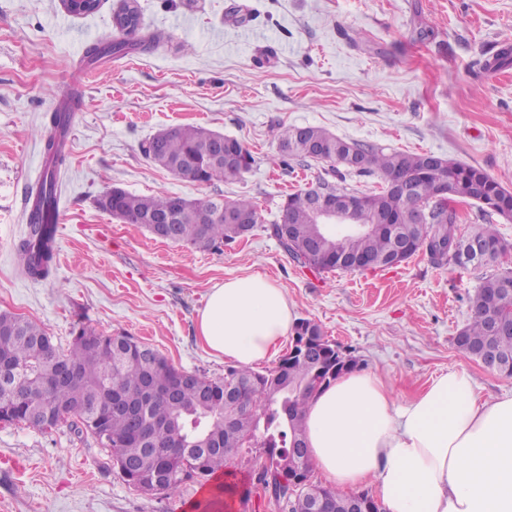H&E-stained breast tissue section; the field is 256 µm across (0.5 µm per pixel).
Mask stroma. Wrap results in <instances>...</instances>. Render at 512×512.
<instances>
[{
    "instance_id": "35a3bbf8",
    "label": "stroma",
    "mask_w": 512,
    "mask_h": 512,
    "mask_svg": "<svg viewBox=\"0 0 512 512\" xmlns=\"http://www.w3.org/2000/svg\"><path fill=\"white\" fill-rule=\"evenodd\" d=\"M157 50L87 65V45L117 38L112 5L89 17L59 0H0V311L38 321L68 346L78 325L125 333L175 367L210 378L214 358L196 322L214 285L261 272L297 319L318 323L358 370L383 376L404 402L450 368L483 396L512 393V377L465 357L455 338L484 272L433 264L426 252L388 268L317 273L266 231L285 194L325 176L327 163L284 164L283 126H319L350 142L432 153L477 166L512 190V66L483 70L512 45V0H139ZM76 100L59 172L61 235L53 280L22 274L16 245L23 201L45 169L37 131L62 98ZM198 125L242 141L243 177L192 182L146 159L143 143ZM191 200L247 197L262 222L218 251L123 224L98 200L112 187ZM235 512H280L249 465L228 464ZM205 488L135 492L94 438L68 423L44 433L0 422V512H186Z\"/></svg>"
}]
</instances>
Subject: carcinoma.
<instances>
[{"instance_id":"cac0c4a2","label":"carcinoma","mask_w":512,"mask_h":512,"mask_svg":"<svg viewBox=\"0 0 512 512\" xmlns=\"http://www.w3.org/2000/svg\"><path fill=\"white\" fill-rule=\"evenodd\" d=\"M125 21L112 15V23L124 38L110 45L93 43L84 59L96 61L108 54L152 52L163 35L144 36L130 41L142 18L138 0H122ZM512 62V46L503 45L487 69H499ZM71 114L58 109L44 116L39 135L50 160L39 180L27 191L38 205L26 215L27 232L16 246L24 274L45 281L54 271L53 225L58 203L57 176L66 156L58 142ZM213 131L201 126H179L169 132H157L142 146L150 153L153 143H160L159 167L197 183L219 178L234 180L248 172L254 162L244 144L224 137V176H219L202 147ZM324 150L328 162L336 168L338 180L320 178L315 185L287 195L282 202V223L267 227L284 251L302 267L322 272L353 271L352 263L360 258L388 259L393 238L400 235L421 246H412L394 266L425 250L439 265L452 261L463 268H481L497 262L499 255L512 245L506 243L491 224H481L474 231L457 236L460 245L479 242L482 258L477 262H460L448 251V238L456 236L457 214L435 201L441 187L448 186V196L477 204L483 214L512 218V192L477 166L453 162L430 153L384 152L382 148L348 142L319 126H287L280 131L279 147L285 157L304 164L320 157L311 145ZM375 175L380 190L358 193L347 187L346 177ZM397 179L409 180L415 193L413 203L426 208L431 221L415 224H389L372 233L358 231L321 235L313 217L309 195L324 189L338 201L358 200L359 220L372 224L381 214L400 218L406 201L390 189ZM175 196L158 193L141 196L121 190L99 206L114 216L149 219L166 215L174 208ZM211 212L221 207L244 215L258 214L250 199L200 201ZM252 229L226 224L216 215L200 224L191 213L179 215L170 225L168 240L190 244L201 250H219ZM471 317L461 329L466 342L457 348L466 356L480 361L490 351L501 362V374L512 377V332L492 334L494 319L512 324V270L502 269L482 277L470 298ZM295 335L311 336L330 345L320 326L301 320ZM140 341L123 334L104 335L83 325L73 332L68 348L56 345L47 328L21 315L0 311V367L9 368L4 386H0V410L9 412V422L22 423L50 432L67 421L77 438H95L106 448L125 483L145 493L156 475L165 473V495L174 494L187 482H201L223 470L243 448H265L269 464L255 475L256 482L282 505V512H306L307 502L295 499L290 492L288 473L310 470V459L298 455V444L305 440L303 412L306 400L321 386L336 380V354L316 351L304 358L284 357L272 368L255 371L229 367L224 376L210 379L193 374L184 383L178 399L167 398L169 389L186 371L173 366L157 350L150 359L139 350ZM74 367L76 375L65 373ZM120 396L143 408L140 415L111 410L113 396ZM321 512H350L349 496L325 487L321 489Z\"/></svg>"}]
</instances>
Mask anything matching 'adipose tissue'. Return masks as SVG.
Here are the masks:
<instances>
[{
  "label": "adipose tissue",
  "mask_w": 512,
  "mask_h": 512,
  "mask_svg": "<svg viewBox=\"0 0 512 512\" xmlns=\"http://www.w3.org/2000/svg\"><path fill=\"white\" fill-rule=\"evenodd\" d=\"M295 323L284 290L257 272L215 285L197 330L210 351L251 367ZM304 425L324 484L371 488L388 512H512V394L481 397L466 370L403 404L377 373L346 372L312 396Z\"/></svg>",
  "instance_id": "ef3b65f1"
}]
</instances>
